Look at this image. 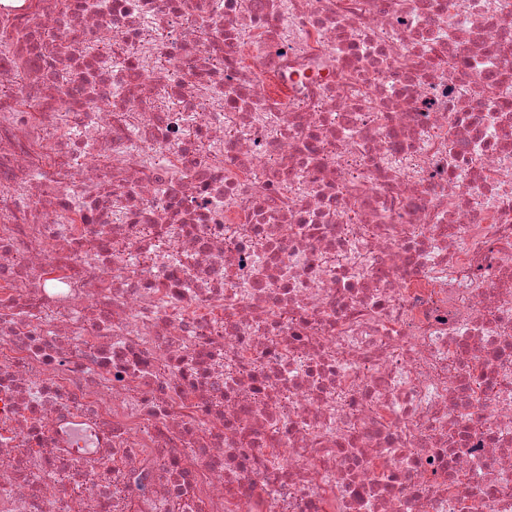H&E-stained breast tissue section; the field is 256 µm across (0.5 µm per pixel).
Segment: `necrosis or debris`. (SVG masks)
I'll use <instances>...</instances> for the list:
<instances>
[{
	"mask_svg": "<svg viewBox=\"0 0 512 512\" xmlns=\"http://www.w3.org/2000/svg\"><path fill=\"white\" fill-rule=\"evenodd\" d=\"M3 85L0 512H512V0H0Z\"/></svg>",
	"mask_w": 512,
	"mask_h": 512,
	"instance_id": "1",
	"label": "necrosis or debris"
}]
</instances>
